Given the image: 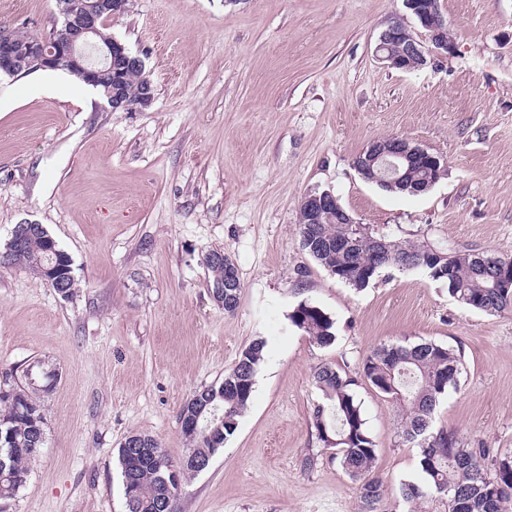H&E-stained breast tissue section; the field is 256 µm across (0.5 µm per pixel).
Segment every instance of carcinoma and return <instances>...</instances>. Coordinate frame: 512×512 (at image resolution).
<instances>
[{
  "label": "carcinoma",
  "instance_id": "1",
  "mask_svg": "<svg viewBox=\"0 0 512 512\" xmlns=\"http://www.w3.org/2000/svg\"><path fill=\"white\" fill-rule=\"evenodd\" d=\"M125 95L137 100L151 84L149 75L131 69L120 76ZM444 167H435L427 156L409 168L407 184L386 192L418 195L426 192V180H439ZM350 228L323 224L320 241L300 228L302 248L331 275L355 288L366 287L387 268L421 269L434 281L448 285V293L467 308L486 314L512 310V255L448 250L429 242L404 244L362 224L352 233L353 246L336 249L335 240ZM47 230L29 239L27 249L13 264L25 266L40 277L55 262L49 250ZM292 324L314 343L326 347L335 340L333 322L317 306L301 303L290 315ZM263 341L256 339L242 349L224 381L196 391L181 413H201L199 431L190 438L187 452L213 457L224 447L246 411L255 385V375L264 361ZM461 355L435 342L384 345L365 359L364 379L400 412L397 436L404 445L418 449L423 481L401 484L407 504L440 496L447 504L462 499L467 512H508L512 506V453L490 456V449L466 448L457 434L437 427L433 416L439 401L456 386ZM323 402L314 405L312 421L316 438L358 488V512H383L384 483L376 471V443L366 428L361 405L351 390L353 381L330 365L314 373ZM48 379L37 382L25 377L22 385L4 380L0 387V500H10L25 486L29 464L42 453L45 443L40 394L48 392ZM140 455L119 448L118 460L127 512H156V504L167 498L172 484L169 467L179 466V483L197 471L173 461L150 436L135 434Z\"/></svg>",
  "mask_w": 512,
  "mask_h": 512
}]
</instances>
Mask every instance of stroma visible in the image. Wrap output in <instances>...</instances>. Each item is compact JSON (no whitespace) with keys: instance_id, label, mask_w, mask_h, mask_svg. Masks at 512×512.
Instances as JSON below:
<instances>
[{"instance_id":"35a3bbf8","label":"stroma","mask_w":512,"mask_h":512,"mask_svg":"<svg viewBox=\"0 0 512 512\" xmlns=\"http://www.w3.org/2000/svg\"><path fill=\"white\" fill-rule=\"evenodd\" d=\"M440 5L453 49L416 71L375 53L402 0H131L106 28L143 60L149 107L111 110L69 73L0 80V251L15 225H43L76 282L65 300L29 269L0 267V373L39 360L59 374L40 397L43 451L0 512H126L124 440L151 436L180 459L182 407L257 338L249 406L179 512H355L357 487L312 424L325 364L354 380L386 512H409L399 488L421 481L418 451L362 374L384 343L460 353L436 425L512 452V312L469 310L417 269L357 291L300 244L299 202L319 189L395 240L512 255V0ZM55 12V0H0V24L38 36ZM390 136L444 158L426 194H390L354 170ZM216 249L242 285L231 313L203 264ZM302 302L330 317L332 345L291 324Z\"/></svg>"}]
</instances>
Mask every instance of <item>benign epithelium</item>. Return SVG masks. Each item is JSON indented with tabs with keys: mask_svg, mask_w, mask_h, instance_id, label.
<instances>
[{
	"mask_svg": "<svg viewBox=\"0 0 512 512\" xmlns=\"http://www.w3.org/2000/svg\"><path fill=\"white\" fill-rule=\"evenodd\" d=\"M403 3L407 14L390 23L380 34L376 52L392 68L419 70L427 65L429 52L448 53L453 44L448 42V25L439 9L423 6L416 0H403ZM127 4L128 0H83L76 4L59 0L58 27L53 40L45 43L28 41L20 37L18 28L1 25L0 78L14 79L29 73L31 68L46 70L64 65L82 82L96 87L102 76L101 64L112 70L130 65L144 68L141 58L117 39L105 45L97 42L98 19L104 14L112 16L117 10L125 11ZM395 42L402 46L399 54L393 51ZM153 100L154 94L150 92L131 102L117 88L109 86L105 91V103L113 110L132 112L150 106ZM413 152L415 149L406 139L392 145L374 141L362 151L353 167L369 182L395 185L401 182L399 164L410 161ZM332 217L341 224L357 223L339 205L333 191L313 189L304 194L299 204V223L309 225L311 233H319V225ZM25 248V237L14 230L0 257L18 255ZM214 263L224 265V280L215 284L218 296H223L227 288L241 287L238 269L231 259L221 253L206 254L204 264Z\"/></svg>",
	"mask_w": 512,
	"mask_h": 512,
	"instance_id": "obj_1",
	"label": "benign epithelium"
}]
</instances>
